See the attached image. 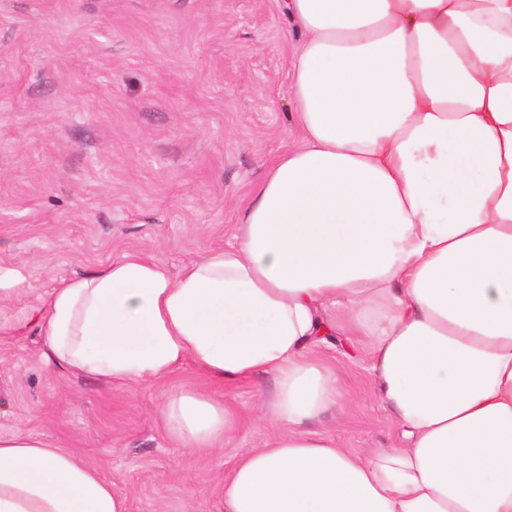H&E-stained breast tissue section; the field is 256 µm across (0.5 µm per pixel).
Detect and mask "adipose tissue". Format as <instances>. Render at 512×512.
<instances>
[{
  "instance_id": "obj_1",
  "label": "adipose tissue",
  "mask_w": 512,
  "mask_h": 512,
  "mask_svg": "<svg viewBox=\"0 0 512 512\" xmlns=\"http://www.w3.org/2000/svg\"><path fill=\"white\" fill-rule=\"evenodd\" d=\"M298 136L224 248L170 276L128 254L35 308L44 357L156 382L189 362L272 374L263 448L218 512H512V0H285ZM367 347L404 443L360 456L308 430L338 399L311 345ZM180 445L221 447L222 403L170 397ZM0 512H127L35 437L0 436Z\"/></svg>"
}]
</instances>
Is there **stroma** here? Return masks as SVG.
<instances>
[{"label": "stroma", "instance_id": "stroma-1", "mask_svg": "<svg viewBox=\"0 0 512 512\" xmlns=\"http://www.w3.org/2000/svg\"><path fill=\"white\" fill-rule=\"evenodd\" d=\"M301 35L282 0H0V436L80 457L128 512H217L222 483L272 429L271 375L216 384L186 363L160 382L76 377L46 363L31 309L60 280L125 254L170 275L223 248L239 206L296 130L290 62ZM309 356L336 378L310 423L363 454L401 441L359 344ZM223 401L216 451L170 435L168 397Z\"/></svg>", "mask_w": 512, "mask_h": 512}]
</instances>
